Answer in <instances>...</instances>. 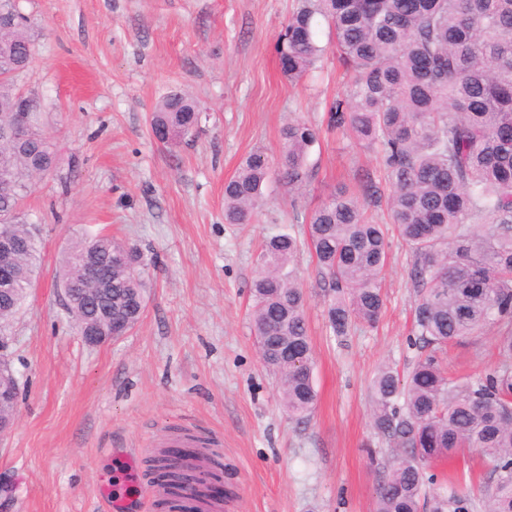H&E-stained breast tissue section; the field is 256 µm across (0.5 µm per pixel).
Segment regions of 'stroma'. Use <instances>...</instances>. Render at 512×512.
I'll return each mask as SVG.
<instances>
[{
	"label": "stroma",
	"mask_w": 512,
	"mask_h": 512,
	"mask_svg": "<svg viewBox=\"0 0 512 512\" xmlns=\"http://www.w3.org/2000/svg\"><path fill=\"white\" fill-rule=\"evenodd\" d=\"M294 3L20 0L37 57L13 85L37 99L56 165L23 204L41 266L11 327L20 397L0 439V478L13 486L0 512H101L119 476V512H159L145 502L150 460L180 430L218 441L224 512H375L390 454L372 429L371 382L385 364L407 373L418 353L409 247L390 233L382 317L342 340L315 256L304 248L292 262L318 392L305 421L284 411L250 317L263 239L288 225L305 238L331 192L378 168L373 151L327 125L350 81L335 51L302 80L282 74L276 43ZM174 89L197 101L199 127L193 141L165 144L149 115ZM294 118L320 131L302 193L269 182L254 223H225V182L251 151L279 161ZM100 233L138 251L146 306L127 335L92 348L56 281L71 243ZM495 336L452 345L449 372L494 366Z\"/></svg>",
	"instance_id": "1"
}]
</instances>
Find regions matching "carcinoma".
Segmentation results:
<instances>
[{"label":"carcinoma","mask_w":512,"mask_h":512,"mask_svg":"<svg viewBox=\"0 0 512 512\" xmlns=\"http://www.w3.org/2000/svg\"><path fill=\"white\" fill-rule=\"evenodd\" d=\"M1 15L13 25L0 33V132L15 122L11 80L34 60L16 0H0ZM321 20L350 77L329 122L377 154L384 179L359 175L356 192L340 188L309 217L308 245L333 292L327 322L334 336H347L356 322L375 325L385 306L389 241L369 209L386 204L412 253L411 345L422 355L407 375L383 366L371 384L372 426L393 444L376 512H512V0H297L276 45L289 80L322 59ZM197 121L193 99L170 93L155 106L150 128L186 140ZM283 140L278 166L254 151L224 184L225 223H252L272 177L290 193L305 185L318 129L296 119ZM54 162L32 123L22 142H0V168L15 178L0 192V219L26 245L16 259L13 300L0 304V324L18 313L33 284L37 234L22 203L32 171ZM300 246L289 230L265 238L250 293L262 363L278 376L288 415L303 420L318 399L314 361L306 298L285 273ZM132 257L110 236L80 239L66 252L58 281L81 293L98 276L111 279L112 316L135 325L145 294L141 277L130 274ZM492 327L500 361L482 374L450 376L442 359L448 345ZM466 449L488 470L479 498L468 488L471 470L427 472ZM198 454L170 448L155 460L163 512H198L211 498L209 485L220 477L194 465Z\"/></svg>","instance_id":"cac0c4a2"}]
</instances>
